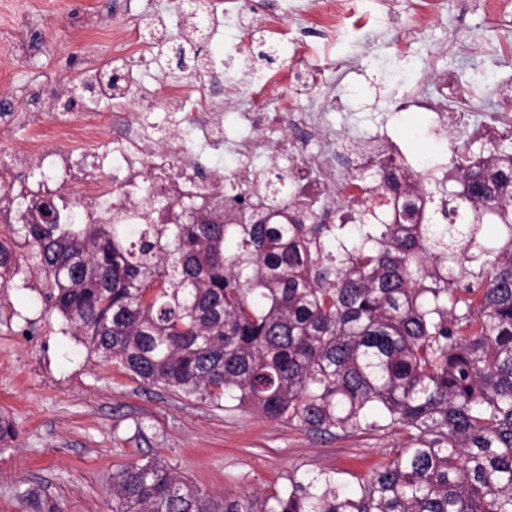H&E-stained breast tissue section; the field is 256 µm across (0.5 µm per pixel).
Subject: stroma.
I'll use <instances>...</instances> for the list:
<instances>
[{"label": "stroma", "mask_w": 512, "mask_h": 512, "mask_svg": "<svg viewBox=\"0 0 512 512\" xmlns=\"http://www.w3.org/2000/svg\"><path fill=\"white\" fill-rule=\"evenodd\" d=\"M406 2L397 0L398 24L366 25L355 46L311 38L310 61L360 58L358 72L336 75L337 87L361 86L354 109L344 96L325 105L337 130L393 141L424 176L447 175L448 158L469 141L468 129L435 136L415 108L398 110L396 93L419 84L437 92V64L457 71L475 111H483L493 102L483 76L506 35L486 29L479 10L463 12L458 0H447V18L415 45L411 68L393 59L396 38L409 23ZM180 8V0H0V102L40 114L34 124L0 123V177L17 189L36 187L11 159L36 146L51 151L60 119L51 91L74 88L87 67L115 56L136 66L122 39L127 25L160 13L175 38ZM266 37L262 25L233 17L199 50L205 57L238 54L226 82L241 90L253 72L290 63L281 51L269 61L255 52ZM461 42L472 46V55L459 54ZM40 287L23 271L0 294V414L16 429L15 440L0 446V512H111L113 473L152 457L214 498L262 501L282 490L294 470L369 474L406 438L398 428L320 435L251 407H218L144 384L72 335L62 317L47 311Z\"/></svg>", "instance_id": "1"}]
</instances>
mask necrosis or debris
Masks as SVG:
<instances>
[{
    "instance_id": "4bbe7bcc",
    "label": "necrosis or debris",
    "mask_w": 512,
    "mask_h": 512,
    "mask_svg": "<svg viewBox=\"0 0 512 512\" xmlns=\"http://www.w3.org/2000/svg\"><path fill=\"white\" fill-rule=\"evenodd\" d=\"M182 12L197 34L210 41L221 27L224 3L205 0L200 6L196 0H184ZM357 15L356 0H308L301 19L304 28L336 43L356 30ZM291 44L294 66L257 76L241 108L231 107L219 92L225 65L217 56L206 71L184 82L139 90L136 112L120 119L116 135H109L112 123L104 116L95 128L82 123L59 130L48 166L58 172L60 188L79 199L75 206L62 204L65 223L151 224L159 207L166 209L170 223L186 224L231 189L247 194L261 210L270 205L266 183L279 175L288 180L289 199H307L329 224L356 223L359 202L379 206L377 184L350 180L343 169L388 168L404 176L407 162L401 151L386 143L364 151L351 149L346 161H339L336 130L327 113L317 103L302 104L294 92L298 86L325 87V71L308 66L312 48L305 40L295 38ZM499 68L501 74L492 84L496 106L482 113L472 133L511 139L512 42L502 45ZM438 76L442 93L410 90L402 99L427 112L434 131L443 133L470 117L472 100L454 71L442 70ZM274 86L286 92L272 107L267 94ZM230 121L239 134L229 135ZM273 131L279 137L271 146L267 135ZM267 150L273 153L270 166L257 168L256 159ZM227 153L234 158L229 172L207 170V162L221 161Z\"/></svg>"
}]
</instances>
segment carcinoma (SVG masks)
I'll use <instances>...</instances> for the list:
<instances>
[{
    "label": "carcinoma",
    "mask_w": 512,
    "mask_h": 512,
    "mask_svg": "<svg viewBox=\"0 0 512 512\" xmlns=\"http://www.w3.org/2000/svg\"><path fill=\"white\" fill-rule=\"evenodd\" d=\"M482 154L456 172L467 194L427 189L437 224L407 202L393 224L220 204L194 224H62L51 200L8 225L0 288L27 268L48 310L144 383L320 434H408L354 485L294 471L260 505L132 462L112 512H512V145Z\"/></svg>",
    "instance_id": "carcinoma-1"
}]
</instances>
